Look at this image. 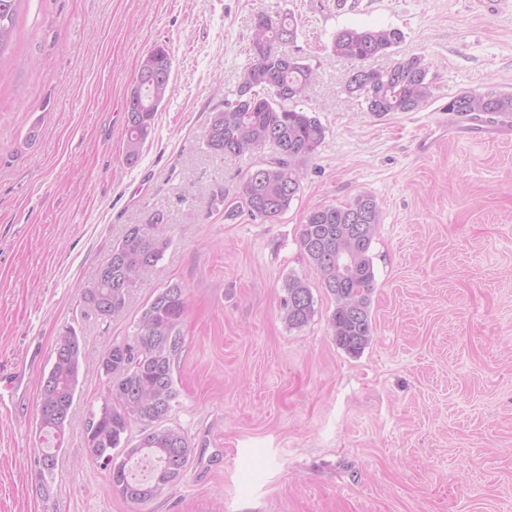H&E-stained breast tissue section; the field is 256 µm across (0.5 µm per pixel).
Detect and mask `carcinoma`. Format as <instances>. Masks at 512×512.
I'll return each instance as SVG.
<instances>
[{"label": "carcinoma", "mask_w": 512, "mask_h": 512, "mask_svg": "<svg viewBox=\"0 0 512 512\" xmlns=\"http://www.w3.org/2000/svg\"><path fill=\"white\" fill-rule=\"evenodd\" d=\"M16 2L0 0V52L12 42ZM297 33L292 16L272 20L254 18L251 46L253 62L239 77L253 94L227 100L212 113L206 135L207 149L216 156H239L267 145L276 157L255 168L244 182L241 207L251 216L276 221L297 199L301 166L314 157L325 138V127L310 112L298 107L315 81L314 70L302 60L284 64L281 46ZM403 40L397 29H343L331 43L332 52L359 63L345 91L362 101L365 111L377 115L414 112L431 97L429 66L418 55H403L384 69H369L362 62L389 55ZM172 60L168 50L155 46L138 63L142 86L126 100L123 139L125 163L135 166L149 137L160 104L170 94ZM448 112L465 121H505L512 117V93L488 88L465 91L448 100ZM381 213L374 197L360 194L349 202L317 205L305 215L299 246L314 269L321 288L334 300L329 318L336 345L358 355L373 336L371 296L375 272L371 246ZM350 224L370 225L369 235L357 237ZM171 244L163 217L155 214L144 224H131L112 246L84 301L103 320L123 316L129 288L153 272ZM348 262L351 274L336 268ZM283 319L292 328L309 323L315 301L309 283L290 275L283 284ZM188 306L186 290L178 284L162 289L144 309L133 341L105 350L96 368L107 377L106 395L98 411L90 414L85 429L87 456L110 468L111 487L126 500L141 504L176 484L191 462L194 448L175 428L164 425L178 396L173 366L184 345L183 320ZM85 363L80 337L69 330L59 337L54 358L39 386V428L60 438L71 409ZM143 425L139 442L130 445L126 432L131 422ZM60 448L48 449L37 459L41 476H52ZM147 454L157 461L150 478L130 477L129 462Z\"/></svg>", "instance_id": "obj_1"}]
</instances>
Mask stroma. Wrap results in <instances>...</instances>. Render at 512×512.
Wrapping results in <instances>:
<instances>
[{"mask_svg":"<svg viewBox=\"0 0 512 512\" xmlns=\"http://www.w3.org/2000/svg\"><path fill=\"white\" fill-rule=\"evenodd\" d=\"M259 13L295 17L284 50L316 72L302 106L326 128L274 224L224 217L273 147L206 148L212 112L252 63ZM345 28L401 30L393 55L366 65L423 56L427 106L363 111L345 90L353 62L331 50ZM157 45L174 90L130 167L126 99ZM490 87L512 93V0H23L0 56V371L15 382L0 398V512H512V126L447 112ZM361 193L381 222L374 333L352 356L298 239L312 207ZM155 214L171 245L123 317L103 321L83 294L127 226ZM291 274L316 302L299 329L282 318ZM171 283L189 302L166 424L195 457L134 505L85 451L107 388L94 363ZM70 328L89 365L45 481L39 384Z\"/></svg>","mask_w":512,"mask_h":512,"instance_id":"1","label":"stroma"}]
</instances>
